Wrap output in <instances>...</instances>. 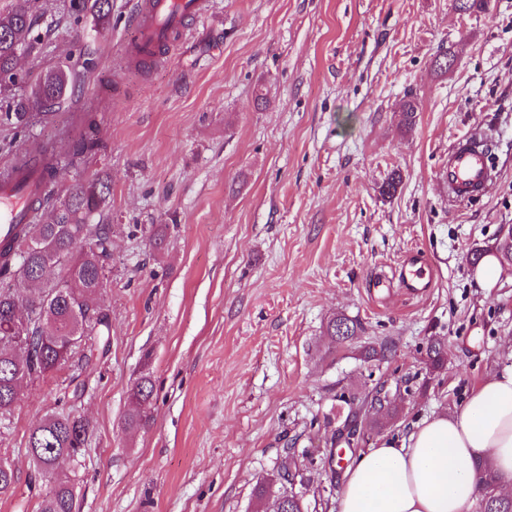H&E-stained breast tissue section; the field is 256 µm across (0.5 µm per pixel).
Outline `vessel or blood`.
<instances>
[{"instance_id":"obj_1","label":"vessel or blood","mask_w":512,"mask_h":512,"mask_svg":"<svg viewBox=\"0 0 512 512\" xmlns=\"http://www.w3.org/2000/svg\"><path fill=\"white\" fill-rule=\"evenodd\" d=\"M208 0H135L131 23L133 40L126 45V58L160 60L184 35L189 21L203 16ZM491 179L489 152L466 138L448 151L446 180L455 199L470 202L480 198ZM49 185L29 167L16 169L11 178L0 179V239L11 238L17 225L29 220V199L46 196ZM402 287L421 295L433 285L419 254L409 255L397 269Z\"/></svg>"}]
</instances>
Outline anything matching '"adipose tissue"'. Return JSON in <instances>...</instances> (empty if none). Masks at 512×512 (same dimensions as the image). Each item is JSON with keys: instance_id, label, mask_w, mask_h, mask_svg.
Masks as SVG:
<instances>
[{"instance_id": "adipose-tissue-1", "label": "adipose tissue", "mask_w": 512, "mask_h": 512, "mask_svg": "<svg viewBox=\"0 0 512 512\" xmlns=\"http://www.w3.org/2000/svg\"><path fill=\"white\" fill-rule=\"evenodd\" d=\"M489 461L512 495V369L477 384L463 406L380 438L345 466L338 512H469L472 466Z\"/></svg>"}]
</instances>
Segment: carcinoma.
Wrapping results in <instances>:
<instances>
[{
	"instance_id": "1",
	"label": "carcinoma",
	"mask_w": 512,
	"mask_h": 512,
	"mask_svg": "<svg viewBox=\"0 0 512 512\" xmlns=\"http://www.w3.org/2000/svg\"><path fill=\"white\" fill-rule=\"evenodd\" d=\"M70 9L77 15L89 11L100 27L109 24L110 0H70ZM38 43L31 0H11L0 10V101L6 103V116L13 119L17 134L50 116L73 89L70 72L55 67L40 75L32 96L17 98L12 94L23 81L16 67L19 53L33 51ZM99 123L98 113L85 112L78 116L76 126L61 129L69 142L70 168L82 169L98 150ZM41 167L50 185L47 197L35 205L32 223L20 225L9 244L0 243V423L9 420L23 386L43 381L76 360L89 362L111 340L112 319L101 296L112 265V225L94 223L109 199L111 185L107 179L95 177L60 191L56 187L58 157L42 154ZM23 300L35 313V322L25 345L16 346L6 339V333ZM359 332L360 323L343 315L332 319L327 327L328 336L338 344ZM73 336L84 339V344H70ZM390 351L386 342L371 344L365 347L364 358L382 361ZM446 354L443 340L429 339L428 374L434 376L444 369ZM129 399L126 424L130 428L145 426L154 409L150 376L143 374L134 382ZM363 409L380 417L394 413L387 394L379 387L351 403L344 424L331 436L332 444L350 446L359 441L355 422ZM89 435L87 421L64 413L46 415L31 431L28 454L45 484L37 512H77L74 484L59 478L56 467L63 458H77ZM474 473L481 493L480 512H512V499L497 492L499 478L493 468L477 464ZM303 483L300 468L286 457L276 473L257 481L254 507L280 499L282 512H309L303 495L296 491Z\"/></svg>"
}]
</instances>
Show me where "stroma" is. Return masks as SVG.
<instances>
[{
    "instance_id": "1",
    "label": "stroma",
    "mask_w": 512,
    "mask_h": 512,
    "mask_svg": "<svg viewBox=\"0 0 512 512\" xmlns=\"http://www.w3.org/2000/svg\"><path fill=\"white\" fill-rule=\"evenodd\" d=\"M208 2L165 62L125 69L133 0H111L98 32L70 17V0H34L41 44L19 58L16 92L56 66L74 91L28 137L0 125L2 164L43 147L65 155L60 126L93 104L106 114L102 150L57 177L112 187L100 218L112 227L111 344L64 406L93 429L81 464L59 467L80 512H248L256 482L288 455L307 465L305 499L318 501L330 456L350 460L512 368V266L485 288L471 261L512 229V0L465 14L452 0ZM442 49L445 72L433 64ZM83 51L96 72L82 69ZM471 133L491 138L496 175L461 202L442 173ZM394 172L388 199L380 187ZM154 224L167 227L158 253ZM415 250L434 272L429 295L371 291ZM339 314L362 331L334 344L326 327ZM434 336L448 345L435 377L423 364ZM381 341L392 354L365 362L363 346ZM143 371L153 416L129 430ZM379 383L395 418L356 449L331 445L349 401ZM63 388L59 376L26 386L0 426V461L17 474L0 512H36L28 437Z\"/></svg>"
}]
</instances>
